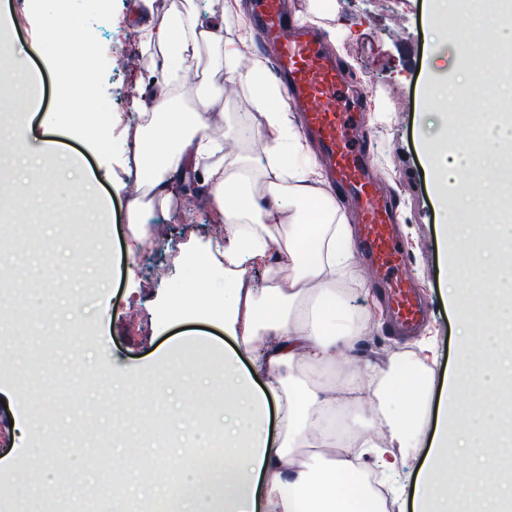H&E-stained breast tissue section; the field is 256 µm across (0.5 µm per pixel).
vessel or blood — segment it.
<instances>
[{"label": "vessel or blood", "instance_id": "obj_1", "mask_svg": "<svg viewBox=\"0 0 512 512\" xmlns=\"http://www.w3.org/2000/svg\"><path fill=\"white\" fill-rule=\"evenodd\" d=\"M250 22L290 106L301 114L304 135L317 144L337 191L354 204L358 245L375 287L385 293L393 327L418 329L427 310L407 275L409 253L395 229L396 202L372 170L367 139L359 132L364 90L349 85L317 29L294 23L286 0H254Z\"/></svg>", "mask_w": 512, "mask_h": 512}]
</instances>
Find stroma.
<instances>
[{"mask_svg":"<svg viewBox=\"0 0 512 512\" xmlns=\"http://www.w3.org/2000/svg\"><path fill=\"white\" fill-rule=\"evenodd\" d=\"M132 4L71 0L94 39V100L111 113V145L102 149L91 133L73 131L60 110L61 81L44 44L39 13L29 0H0L12 68L20 76L39 77L38 104L20 121L26 138L34 148L53 139L60 152L79 156L82 173L96 190L80 210H70V176L58 171L49 190L61 207L50 214L43 200L25 193L26 182L41 175L37 165H18L17 179L0 186V221L23 223L17 241L0 248V286L12 291L0 299V385L10 388L0 405V456L14 459L12 469L0 470V501L13 504L14 512L32 506L40 512H179L177 450L197 426L212 428L222 418V394H200L197 381L215 354L235 348L234 336L202 311L176 321L165 317L186 281L212 284L224 275V258L215 245L225 231L211 202L200 198L198 207L188 210L178 201L169 213L147 215V224L160 226V235L136 256L125 252L124 186L137 173L126 135L138 122L134 99L146 80L140 45L131 37ZM430 6L431 0H336L334 16L319 25L327 50L355 81L384 100L383 115L367 114L370 159L398 201L408 274L430 306V319L419 333L391 335L378 295L368 286V271L357 263L345 305L368 322L360 328L354 353L360 362L384 367L412 352L414 362L430 370L436 401L445 395L463 345L445 279V258L456 247L443 241L441 202L424 171L422 135L435 130L437 116L427 109L422 89L428 81L455 78L466 59L450 46L435 67H428L434 39L426 21ZM105 9L112 13L108 26L101 22ZM338 29L344 37L337 43L332 33ZM199 251L207 252V263L190 265L189 255ZM66 273L72 278L67 292L57 286ZM71 291L83 305L76 323L66 312ZM187 336L206 346L193 352L191 378L181 381L159 360ZM149 366L159 377L172 378L173 393L160 397L149 385H139L129 392L131 413L117 416L109 406V389ZM179 404L187 418L178 426L172 417ZM20 407L35 423L22 453L13 446L20 434L9 424ZM427 453L424 447L393 449L394 467L385 485L394 512H412L407 501ZM120 455L135 457L140 468L119 469Z\"/></svg>","mask_w":512,"mask_h":512,"instance_id":"1","label":"stroma"}]
</instances>
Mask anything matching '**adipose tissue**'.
Returning <instances> with one entry per match:
<instances>
[{"mask_svg": "<svg viewBox=\"0 0 512 512\" xmlns=\"http://www.w3.org/2000/svg\"><path fill=\"white\" fill-rule=\"evenodd\" d=\"M53 58L69 88L88 95L77 69L91 46L78 16L44 10ZM137 36L147 54L150 92L139 101L140 124L131 141L138 175L126 201L128 242L135 253L147 240L145 213L167 209L189 175H197L230 229L224 262L235 270L223 285H184L171 313L204 309L229 320L243 352L254 357L243 371L239 355L221 358L224 388V458L210 469L208 486L195 494L192 512H383L381 500L362 480L364 456L378 469L391 465L390 449L428 442L430 456L413 487L414 512H501L512 504V478L475 451L502 440L500 406L504 380L512 381V223L503 220L506 187L501 147L512 144V123L497 111L458 117L448 89L433 83L424 99L444 115L443 134L425 135L428 172L439 191H452L443 215L458 243L448 300L468 344L448 381L447 407L432 408L425 374L399 363L366 367L362 376L341 369L336 384L308 385L303 373L325 374L341 354H351L358 330L337 289L354 258V229L335 194L323 187L316 155L288 117L279 89L261 59L241 67L225 29L245 28L241 0H218L211 24L199 21L198 0H134ZM429 26L449 44L463 45L476 63L486 47L512 41V24L488 9L487 0H434ZM239 87L265 117L258 134L246 113L224 97ZM265 264L267 280L246 281L242 266ZM242 352V353H243ZM264 375L257 385L256 375ZM402 385L409 399L392 407L389 391ZM377 399L386 446L365 438L346 453L334 424L338 404L357 409ZM275 404L282 434L273 437L260 417Z\"/></svg>", "mask_w": 512, "mask_h": 512, "instance_id": "obj_1", "label": "adipose tissue"}]
</instances>
